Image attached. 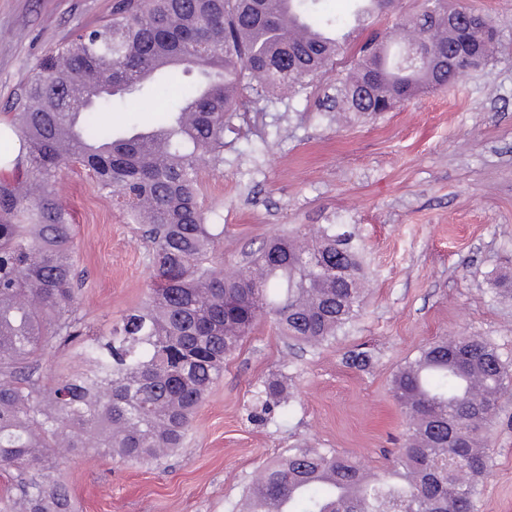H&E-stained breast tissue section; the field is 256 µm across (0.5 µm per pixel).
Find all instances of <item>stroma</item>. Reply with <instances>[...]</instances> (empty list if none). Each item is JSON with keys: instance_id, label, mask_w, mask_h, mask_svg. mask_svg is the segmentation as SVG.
<instances>
[{"instance_id": "obj_1", "label": "stroma", "mask_w": 512, "mask_h": 512, "mask_svg": "<svg viewBox=\"0 0 512 512\" xmlns=\"http://www.w3.org/2000/svg\"><path fill=\"white\" fill-rule=\"evenodd\" d=\"M498 33L495 47L456 85L381 114L339 113L332 70L290 93L247 90L250 122L224 133V164L201 174L203 205L224 226L215 260L242 265L275 234L332 224L350 234L365 290L335 340L289 347L262 319L196 411L184 445L158 462L130 464L88 452L59 457L75 512H239L261 466L295 445L391 468L405 417L391 381L436 339L476 334L512 370V0H464ZM115 0H0V109L47 53L107 19ZM420 0L355 21L358 0H318L351 47L393 29ZM58 196L71 212L79 273L78 315L104 334L148 298V248L80 165L62 169ZM370 358L352 364V354ZM88 367L79 343L52 349L35 374L51 387ZM288 379V402L255 419L263 382ZM486 450L476 512H512V389Z\"/></svg>"}]
</instances>
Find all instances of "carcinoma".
I'll list each match as a JSON object with an SVG mask.
<instances>
[{
	"mask_svg": "<svg viewBox=\"0 0 512 512\" xmlns=\"http://www.w3.org/2000/svg\"><path fill=\"white\" fill-rule=\"evenodd\" d=\"M362 19L396 0H364ZM315 0H116L111 18L75 32L36 66L5 111L18 152L0 180V468L17 472L25 512H73L51 461L60 439L127 463L180 447L195 410L224 363L263 317L295 342L317 346L355 318L361 266L335 228L277 235L237 270L213 265L224 225L208 223L200 173L224 163V129L246 111L247 78L271 88L310 84L343 52ZM448 26V10H422L399 26L438 58L401 68L404 37L369 40L343 82L351 112H389L428 89L454 84L453 49L481 55V30ZM199 80L180 95L160 139L99 124L115 97L174 92L181 74ZM77 163L101 193L126 205L149 242L148 301L108 337H90L76 316L73 217L54 190ZM82 336L87 370L47 391L33 379L46 352ZM508 372L481 336L443 338L394 375L407 439L391 469L371 475L351 455L293 448L249 484L244 512H476L488 473L486 438ZM262 411L283 405L284 384H264Z\"/></svg>",
	"mask_w": 512,
	"mask_h": 512,
	"instance_id": "cac0c4a2",
	"label": "carcinoma"
}]
</instances>
